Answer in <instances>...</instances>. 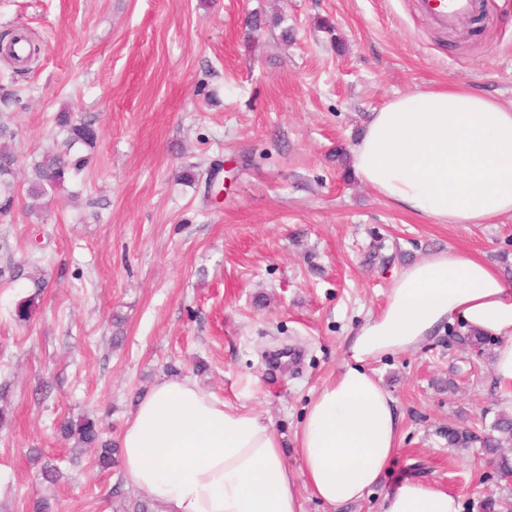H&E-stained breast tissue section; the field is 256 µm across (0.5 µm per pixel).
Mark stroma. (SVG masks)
<instances>
[{
  "label": "stroma",
  "mask_w": 512,
  "mask_h": 512,
  "mask_svg": "<svg viewBox=\"0 0 512 512\" xmlns=\"http://www.w3.org/2000/svg\"><path fill=\"white\" fill-rule=\"evenodd\" d=\"M484 3L486 31L462 39L416 0H0V34L41 47L21 69L0 55V95L17 99L0 121L19 158L0 223V512L41 498L51 512H133L143 496L121 463L101 468L56 425L90 416L119 441L164 375L256 408L298 470L304 408L395 272L450 249L512 259V215L438 224L333 158L398 94L453 84L512 103V0ZM64 110L95 118L99 139L81 177L32 200L28 164ZM461 332L372 363L402 416L392 467L336 507L296 478L301 512H380L406 477L459 494L461 512L512 493L479 445H448L449 425L481 434L512 414L493 346L471 350Z\"/></svg>",
  "instance_id": "1"
}]
</instances>
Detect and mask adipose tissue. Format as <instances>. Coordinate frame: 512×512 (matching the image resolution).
Wrapping results in <instances>:
<instances>
[{"label": "adipose tissue", "instance_id": "adipose-tissue-1", "mask_svg": "<svg viewBox=\"0 0 512 512\" xmlns=\"http://www.w3.org/2000/svg\"><path fill=\"white\" fill-rule=\"evenodd\" d=\"M351 170L380 197L439 224H492L512 214V106L459 87L398 95L372 112ZM460 325L497 339L494 372L512 389V281L481 257L444 251L404 267L382 309L346 339L336 377L296 433L299 473L264 416L163 376L137 401L120 437L122 469L162 512H300L302 476L331 506L357 502L390 469L401 439L394 398L370 364ZM381 512H460L459 495L406 479Z\"/></svg>", "mask_w": 512, "mask_h": 512}]
</instances>
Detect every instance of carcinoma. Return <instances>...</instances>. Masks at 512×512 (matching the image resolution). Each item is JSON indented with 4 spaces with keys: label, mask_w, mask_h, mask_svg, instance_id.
I'll use <instances>...</instances> for the list:
<instances>
[{
    "label": "carcinoma",
    "mask_w": 512,
    "mask_h": 512,
    "mask_svg": "<svg viewBox=\"0 0 512 512\" xmlns=\"http://www.w3.org/2000/svg\"><path fill=\"white\" fill-rule=\"evenodd\" d=\"M63 139L56 148L42 153L31 160V175L27 180V194L39 199L61 189L65 183L82 171L86 158L77 155L81 147L95 145L99 131L96 121L88 117H76L70 112H61L56 118ZM14 138L13 131L0 123V220L12 216L15 207V176L18 159L9 149L8 141ZM40 292L31 294L16 309L20 321L31 318L37 305ZM60 434L67 440H75L85 447L98 449V461L103 467L112 465V444L101 440L96 421L84 416L77 421L65 420L59 426ZM478 443L486 454L495 457L501 475L512 476V459L500 453V449L512 445V418L499 416L493 422L490 432L477 435L466 427H448V446L469 448Z\"/></svg>",
    "instance_id": "1"
}]
</instances>
